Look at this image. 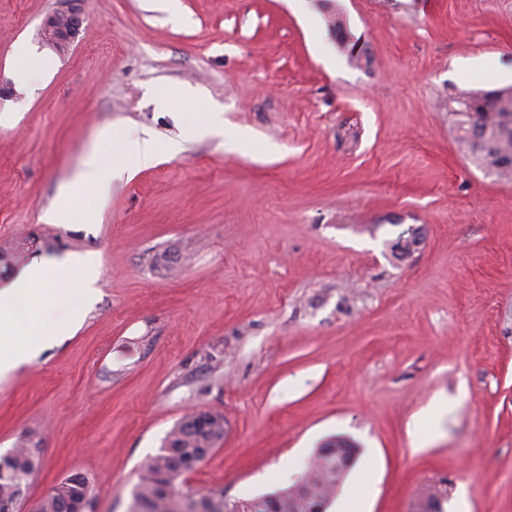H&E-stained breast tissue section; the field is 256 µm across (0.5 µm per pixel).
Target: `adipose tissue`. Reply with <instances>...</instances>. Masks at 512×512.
Segmentation results:
<instances>
[{"label": "adipose tissue", "mask_w": 512, "mask_h": 512, "mask_svg": "<svg viewBox=\"0 0 512 512\" xmlns=\"http://www.w3.org/2000/svg\"><path fill=\"white\" fill-rule=\"evenodd\" d=\"M164 101L184 102L198 108L200 115L193 125L200 136L218 135L224 129L219 110L202 102L198 92L183 85L163 92ZM179 143L171 142L159 147L150 135L124 141L122 156L113 163H102L98 154L87 157L82 171L67 186L61 204L73 214H80L86 201L103 194L110 180L121 177L125 171L147 167L155 162L160 150L174 153ZM60 273L56 280L45 277V266L30 265L9 286L0 289V379L9 377L20 366L30 362L44 348L73 335L82 325L86 312L77 308L63 318H54L53 312L65 283V274L73 268L82 269L86 298H93V285L97 279V264L93 258L71 256L59 261ZM26 306V322H16L14 313L19 306Z\"/></svg>", "instance_id": "1"}]
</instances>
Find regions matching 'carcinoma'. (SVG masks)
<instances>
[{"mask_svg": "<svg viewBox=\"0 0 512 512\" xmlns=\"http://www.w3.org/2000/svg\"><path fill=\"white\" fill-rule=\"evenodd\" d=\"M455 117L460 141L486 173L500 180L512 179V88L481 94L464 92L448 105ZM224 440V414L207 411L201 418L192 413L166 435L159 452L142 469L131 496L129 512H225L234 504L224 493L200 494L186 485L185 475L207 458ZM342 445L336 449V445ZM39 442L27 433L6 454L0 455V503L17 506L19 492L27 489L39 467L35 447ZM355 444L344 438L317 449L306 464L307 495L294 486L274 492L271 498L251 500L257 512H305L310 499L336 494V453ZM83 474L72 473L53 486L38 503V512H76L83 495Z\"/></svg>", "mask_w": 512, "mask_h": 512, "instance_id": "1", "label": "carcinoma"}]
</instances>
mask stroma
I'll list each match as a JSON object with an SVG mask.
<instances>
[{
    "instance_id": "stroma-1",
    "label": "stroma",
    "mask_w": 512,
    "mask_h": 512,
    "mask_svg": "<svg viewBox=\"0 0 512 512\" xmlns=\"http://www.w3.org/2000/svg\"><path fill=\"white\" fill-rule=\"evenodd\" d=\"M176 2L0 0V288L35 260L98 266L82 327L0 380V454L40 439L20 512L74 471L91 512H128L192 410L222 412L224 441L187 482L230 502L343 436L366 512L433 487L444 512L462 492L467 512H512V180L477 167L448 112L512 86V0ZM70 7L76 36L44 41ZM179 84L223 134L161 104ZM146 131L180 152L114 179L81 223L55 209L92 151ZM81 24L82 18L76 10L72 8L57 10L46 17L43 23V33L48 41L62 45L74 37ZM164 101L184 102L198 108L199 118L194 122L193 130L198 136L220 135L224 129V119L221 111L200 101L198 92L188 85L167 89L163 92ZM443 406L444 405L441 402H437L428 410L416 417L415 422L419 423V429H414L412 434V449L414 452L420 451L429 443L430 432L428 427L430 426L433 418L442 411Z\"/></svg>"
}]
</instances>
